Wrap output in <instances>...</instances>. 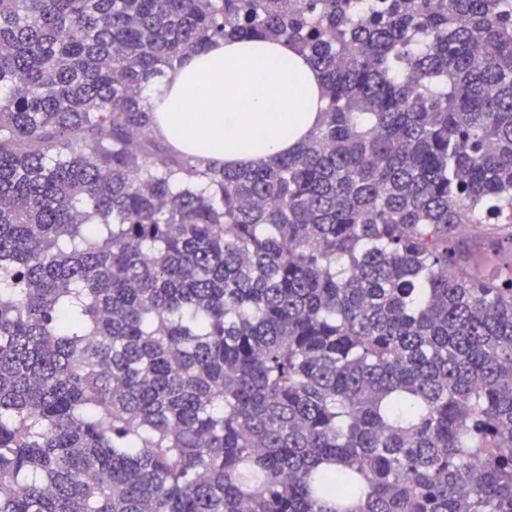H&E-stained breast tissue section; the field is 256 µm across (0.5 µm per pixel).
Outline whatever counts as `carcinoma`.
I'll use <instances>...</instances> for the list:
<instances>
[{
	"mask_svg": "<svg viewBox=\"0 0 512 512\" xmlns=\"http://www.w3.org/2000/svg\"><path fill=\"white\" fill-rule=\"evenodd\" d=\"M226 36L296 150L151 136ZM0 512H512V0H0ZM256 61L263 66L257 68ZM203 85L207 120L195 121L189 105ZM287 85L272 103L267 89ZM322 81L308 57L282 42L224 38L185 58L149 90L155 129L167 141L204 158L239 168L279 158L323 119ZM153 136L159 137L155 132ZM248 139V150L241 142Z\"/></svg>",
	"mask_w": 512,
	"mask_h": 512,
	"instance_id": "carcinoma-1",
	"label": "carcinoma"
}]
</instances>
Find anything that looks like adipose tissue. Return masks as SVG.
<instances>
[{
  "label": "adipose tissue",
  "instance_id": "1",
  "mask_svg": "<svg viewBox=\"0 0 512 512\" xmlns=\"http://www.w3.org/2000/svg\"><path fill=\"white\" fill-rule=\"evenodd\" d=\"M288 86L270 101L267 90ZM204 87L208 110L196 123L190 104ZM322 81L308 57L283 43L224 38L185 58L149 90L155 129L180 149L239 168L288 153L323 119Z\"/></svg>",
  "mask_w": 512,
  "mask_h": 512
}]
</instances>
